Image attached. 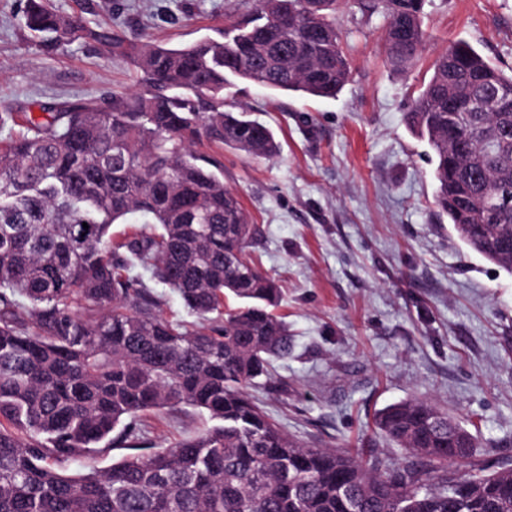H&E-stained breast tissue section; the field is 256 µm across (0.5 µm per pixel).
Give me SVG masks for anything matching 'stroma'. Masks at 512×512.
Wrapping results in <instances>:
<instances>
[{"label": "stroma", "mask_w": 512, "mask_h": 512, "mask_svg": "<svg viewBox=\"0 0 512 512\" xmlns=\"http://www.w3.org/2000/svg\"><path fill=\"white\" fill-rule=\"evenodd\" d=\"M86 28L127 41L180 47L237 20L238 0H51ZM27 0H0V113L104 100L136 89L135 69L111 46L79 35L56 50L20 25ZM425 49L396 72L386 20L347 0L336 14L350 75L333 98L246 82L224 91L280 143L270 159L203 144L224 186L261 233L250 249L280 290L292 351L254 388L264 410L313 448L363 447L406 465L374 435L391 404L426 398L461 420L479 446L474 459L512 465V275L470 251L434 206L429 147L405 115L429 82L436 57L466 40L512 71V0H423ZM176 407L146 412L137 435L95 453L96 467L149 453L209 427Z\"/></svg>", "instance_id": "1"}]
</instances>
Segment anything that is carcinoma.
<instances>
[{"label": "carcinoma", "mask_w": 512, "mask_h": 512, "mask_svg": "<svg viewBox=\"0 0 512 512\" xmlns=\"http://www.w3.org/2000/svg\"><path fill=\"white\" fill-rule=\"evenodd\" d=\"M251 2L222 38L169 48L28 0L21 25L39 45L82 30L110 39L143 91L42 105L20 125L0 113V512H512V468L483 473L475 437L431 402L375 419L415 458L400 469L301 444L250 393L288 356V327L249 254L256 225L196 146L279 153L269 127L226 110L231 77L324 98L349 78L337 0ZM367 8L387 20L390 65L407 71L424 47L422 0ZM511 106L512 74L459 40L406 124L431 148L434 203L458 238L512 274ZM133 218L152 231L113 239ZM136 265L209 327L165 317L129 275ZM177 406L213 425L108 469L91 461L114 431L135 434L141 413Z\"/></svg>", "instance_id": "carcinoma-1"}]
</instances>
